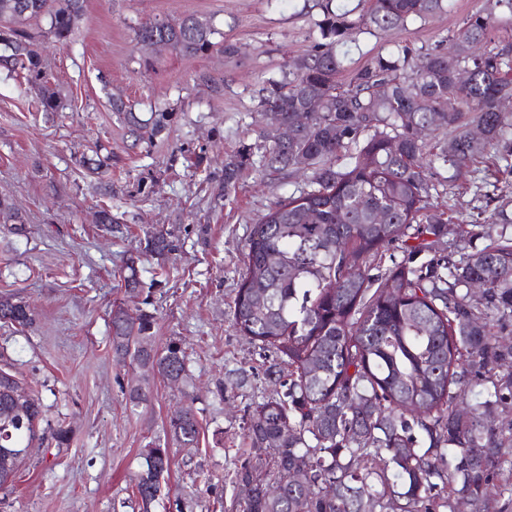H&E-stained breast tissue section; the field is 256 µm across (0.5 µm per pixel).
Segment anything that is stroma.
<instances>
[{"mask_svg":"<svg viewBox=\"0 0 512 512\" xmlns=\"http://www.w3.org/2000/svg\"><path fill=\"white\" fill-rule=\"evenodd\" d=\"M487 0H453L451 9L382 33L367 28L338 45L339 83L378 54L400 45L432 47L456 33ZM196 15L212 21L216 41L233 54L188 57L148 52L135 30L147 18ZM318 0H86L72 43L47 36L46 20L28 21L52 88L63 107L43 112L37 86L0 68V198L23 219L24 233L0 223V297L21 296L36 323H0V355L38 395L42 418L63 424L69 442L36 443L12 480L0 488V512H142L129 477L149 441L166 443L171 470L151 512H223L235 491L234 448L249 406L271 393L265 371L274 353L259 356L229 317L244 269L252 224L304 184L282 171L264 178L246 167L235 188L224 187V160L248 154L266 125L258 110L264 81L281 79L319 36ZM223 77L211 93L202 75ZM133 103L141 119L173 112L162 132L133 140L113 98ZM112 153L111 167L89 173L80 164L95 145ZM454 224L486 220L472 176L444 186L439 198ZM109 205L122 231L95 223ZM162 227L175 245L167 279L154 281L155 259L143 257L151 285L155 346L179 342L191 380L180 388L154 380L148 403L129 402L137 370L112 360V302L118 270L148 231ZM194 396L199 445L169 440L166 424L185 396ZM223 431L224 444L213 434Z\"/></svg>","mask_w":512,"mask_h":512,"instance_id":"35a3bbf8","label":"stroma"}]
</instances>
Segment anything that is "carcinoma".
Here are the masks:
<instances>
[{
	"label": "carcinoma",
	"instance_id": "obj_1",
	"mask_svg": "<svg viewBox=\"0 0 512 512\" xmlns=\"http://www.w3.org/2000/svg\"><path fill=\"white\" fill-rule=\"evenodd\" d=\"M322 5L320 38L290 66L288 78L267 80L259 107L271 125L290 129L288 142L257 146L252 164L274 174L305 159L307 183L252 225L245 273L230 305L238 332L280 367L266 369L274 393L254 403L235 452L230 512H457L459 504L492 512L491 482L512 461L500 452L512 441V346L500 342L512 326V230L498 182L481 177L491 222L458 226L460 236L488 240L466 254L444 240L451 219L432 202L437 170L483 172L487 160L512 171V46L491 37L495 9L512 15V0H487V12L463 20L448 47L418 52L405 45L374 57L349 87L337 75L336 44L370 25L390 31L449 7L451 0H371L357 20ZM85 0H0V63L39 87L44 112L61 108L25 22L46 16L48 35L66 41L84 15ZM212 22L194 15L147 19L137 43L154 42L185 56L218 46ZM467 69L460 85L456 73ZM129 133L163 131L172 113L157 110L144 123L132 106L112 99ZM483 136L475 138L472 127ZM441 132L428 144L423 129ZM247 158L224 162V189L235 186ZM169 233H147L144 251L159 271L173 250ZM402 253L396 260L390 250ZM392 267L371 271L384 258ZM127 300L113 304L112 356L140 371L128 390L148 401L158 377L188 383L186 355L175 342L154 347V316L146 309L140 257L119 272ZM479 283L482 293L470 292ZM36 314L19 297L0 301V323L21 328ZM484 387L485 399L457 401L456 387ZM39 398L0 367V486L22 451L38 437ZM169 431L185 448L199 442L190 406L174 410ZM131 477L143 509L159 498L170 468L168 448L149 443Z\"/></svg>",
	"mask_w": 512,
	"mask_h": 512
}]
</instances>
